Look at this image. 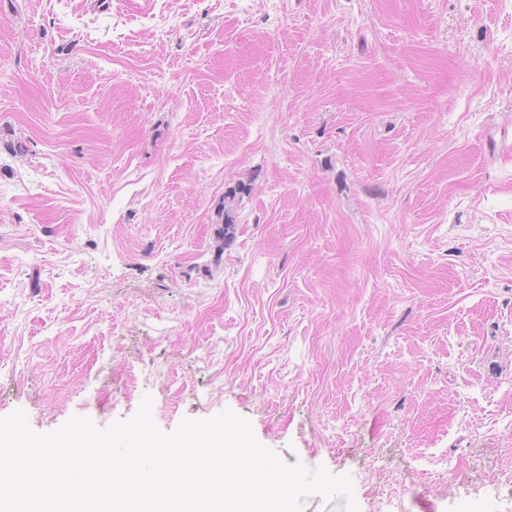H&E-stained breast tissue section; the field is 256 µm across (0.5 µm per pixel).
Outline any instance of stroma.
<instances>
[{
	"instance_id": "stroma-1",
	"label": "stroma",
	"mask_w": 512,
	"mask_h": 512,
	"mask_svg": "<svg viewBox=\"0 0 512 512\" xmlns=\"http://www.w3.org/2000/svg\"><path fill=\"white\" fill-rule=\"evenodd\" d=\"M147 395L512 512V0H0V417ZM244 189L239 188L238 190L232 189L224 196L223 201L219 204L216 211L217 224H224V228L219 229L220 237L224 240L230 239L234 235L235 220L232 215V207L235 201L237 193H241Z\"/></svg>"
}]
</instances>
